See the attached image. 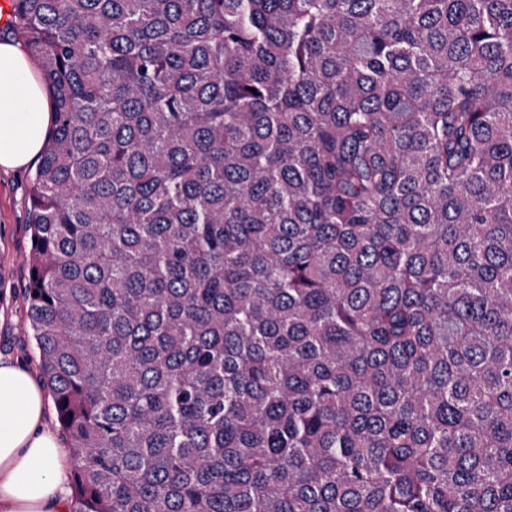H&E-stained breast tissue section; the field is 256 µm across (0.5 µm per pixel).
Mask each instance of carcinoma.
Wrapping results in <instances>:
<instances>
[{
	"mask_svg": "<svg viewBox=\"0 0 512 512\" xmlns=\"http://www.w3.org/2000/svg\"><path fill=\"white\" fill-rule=\"evenodd\" d=\"M13 2L74 512H512V0Z\"/></svg>",
	"mask_w": 512,
	"mask_h": 512,
	"instance_id": "cac0c4a2",
	"label": "carcinoma"
}]
</instances>
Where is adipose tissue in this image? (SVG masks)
I'll list each match as a JSON object with an SVG mask.
<instances>
[{
  "mask_svg": "<svg viewBox=\"0 0 512 512\" xmlns=\"http://www.w3.org/2000/svg\"><path fill=\"white\" fill-rule=\"evenodd\" d=\"M52 120L28 53L0 42V168L40 155ZM48 395L24 364L0 361V512H71V460L45 423Z\"/></svg>",
  "mask_w": 512,
  "mask_h": 512,
  "instance_id": "obj_1",
  "label": "adipose tissue"
}]
</instances>
